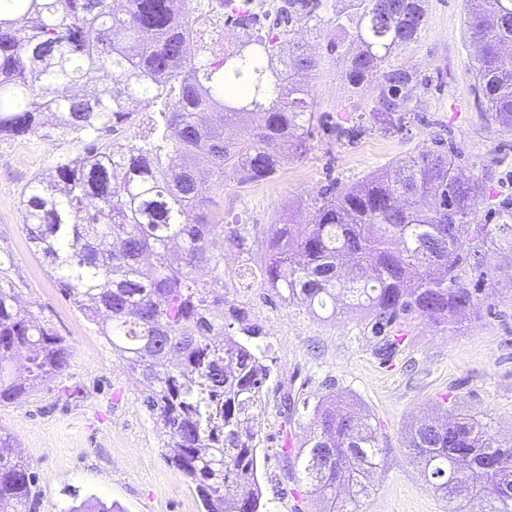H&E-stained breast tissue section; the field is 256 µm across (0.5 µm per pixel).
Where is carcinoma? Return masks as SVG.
<instances>
[{
  "instance_id": "carcinoma-1",
  "label": "carcinoma",
  "mask_w": 512,
  "mask_h": 512,
  "mask_svg": "<svg viewBox=\"0 0 512 512\" xmlns=\"http://www.w3.org/2000/svg\"><path fill=\"white\" fill-rule=\"evenodd\" d=\"M242 35L214 55L184 57L202 0H0V138L72 136L85 153L59 161L23 195L33 251L66 297L124 361L163 435L171 465L196 485L204 512H262L257 479L264 385L258 330L228 298L224 251L250 253L245 224H215L204 184L224 190L269 177L318 120L299 73L317 61L297 29L329 35L327 52L353 87L372 90L367 116L336 127L352 140L364 122L400 126L419 76L392 61L417 43L426 0H260L272 28L254 32L251 0H218ZM474 80L485 111L512 127V0H465ZM288 52H283V45ZM135 97L160 103L155 136L103 143ZM282 155L265 150L269 143ZM484 185L448 152L399 161L351 187L327 189L306 224L270 225L260 280L284 302L332 314L362 312L380 335L412 316L448 324L477 289L488 247L512 251V199L472 223ZM211 269L210 281L197 278ZM232 322L224 324V313ZM239 325L244 338L226 332ZM70 352L0 283V403L66 370ZM298 458L308 492L329 512H357L384 453L376 428L350 403L321 401ZM451 512H512V440L487 417L422 421L406 445ZM35 474L0 452V512H30ZM348 497H341L340 490ZM63 512H121L100 498Z\"/></svg>"
}]
</instances>
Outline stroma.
Returning a JSON list of instances; mask_svg holds the SVG:
<instances>
[{
	"label": "stroma",
	"instance_id": "1",
	"mask_svg": "<svg viewBox=\"0 0 512 512\" xmlns=\"http://www.w3.org/2000/svg\"><path fill=\"white\" fill-rule=\"evenodd\" d=\"M464 29V0H427L419 41L396 58L420 77L412 92L417 117L403 128L373 125L349 142L314 129L306 152L284 159L270 180L243 186L228 179L207 196L225 219L249 225L260 241L279 217L308 220L327 185H351L388 164L433 152L442 141L456 150L462 173L482 181L474 221L484 223L490 207L512 198V128L482 110ZM298 37L318 60L306 78L317 111L339 123L358 118L369 91L347 84L324 37L304 31ZM84 147L69 136L0 139V282L70 350L63 374L17 402L0 404V431L13 436L36 476L32 512H61L74 498L95 496L124 512H203L194 485L168 463L161 430L125 364L61 293L27 239L26 187L35 174ZM484 264L494 280L455 326L416 317L387 339L373 335L364 315L323 319L282 302L258 282L237 293L270 367L259 418L265 512H327V502L307 495L295 451L310 431L314 405L330 399L355 404L386 450L359 512H450L404 448L420 420L462 410L488 413L495 435L512 438V252L488 249ZM286 395L295 401L288 420L279 413Z\"/></svg>",
	"mask_w": 512,
	"mask_h": 512
}]
</instances>
